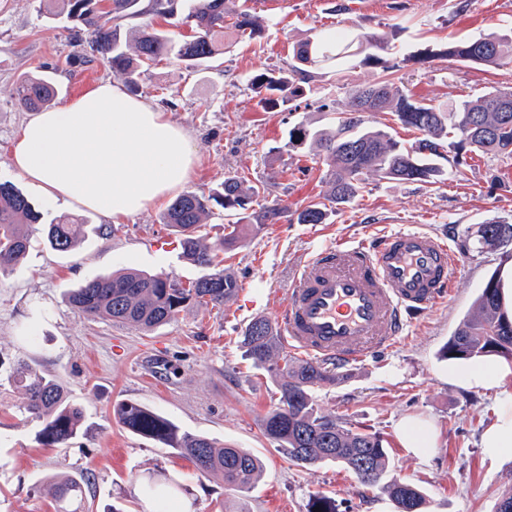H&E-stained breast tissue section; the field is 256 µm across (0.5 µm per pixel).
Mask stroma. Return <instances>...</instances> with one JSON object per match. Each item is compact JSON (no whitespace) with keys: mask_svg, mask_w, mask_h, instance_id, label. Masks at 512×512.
<instances>
[{"mask_svg":"<svg viewBox=\"0 0 512 512\" xmlns=\"http://www.w3.org/2000/svg\"><path fill=\"white\" fill-rule=\"evenodd\" d=\"M263 28L254 39L224 35V54L210 67L187 71L166 59L143 69L137 94L161 106L187 132L198 159L188 191L207 194L239 175L266 184L289 210L324 200L325 166L316 147L289 144L298 124L333 128L347 90L386 77L415 98L447 102L491 86H512V64L497 69L436 60L423 54L448 41L490 33L512 35V0H234ZM375 33L384 39L382 66L352 59L338 67L310 68L304 93L288 110L263 109L250 85L259 70L293 65L296 44L317 33ZM70 25L55 0H0V182L21 190L44 223L66 212L89 224L84 240L60 253L37 244L13 272L0 276V379L19 359L57 376L84 412V429L65 448H43L37 421L22 418L16 398L0 399V512H55L48 481L57 474L84 476L80 512H155L156 490L181 485L169 512H221L225 501L241 512H311L329 497L336 512H396L383 490L362 487L333 463L295 464L268 439L263 417L276 405L275 385L246 359L239 338L255 318L275 320L271 296L285 293L299 260L340 241L424 227L447 238L462 258L445 305L412 324L388 353L337 370L336 381L315 388L318 410L380 433L388 452L387 479L405 480L426 495L428 512H495L512 487V458H487L482 432L498 415L497 389L472 390L456 377L459 361L440 350L460 322L477 311L485 282L512 261V244L490 248L479 227L512 222V156L446 152L450 170L436 183L368 179L357 197L328 205L322 224L287 220L242 234L224 252V271L240 284L223 309L188 307L169 323L144 332L90 318L73 308L69 290L124 268L166 273L190 283L205 273L183 254L162 222L161 200L119 221L49 200L13 168L12 136L31 116L14 95L26 74L50 77L53 104L103 81H115L100 59H86L71 41ZM37 333L39 344L24 337ZM117 400L146 404L170 417L180 431L203 434L257 456L262 473L247 492L221 476L200 474L171 448L141 438L112 414ZM405 426L428 428L425 457L403 446Z\"/></svg>","mask_w":512,"mask_h":512,"instance_id":"stroma-1","label":"stroma"}]
</instances>
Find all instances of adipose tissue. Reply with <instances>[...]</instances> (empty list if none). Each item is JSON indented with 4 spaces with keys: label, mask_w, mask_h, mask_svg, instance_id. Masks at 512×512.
I'll list each match as a JSON object with an SVG mask.
<instances>
[{
    "label": "adipose tissue",
    "mask_w": 512,
    "mask_h": 512,
    "mask_svg": "<svg viewBox=\"0 0 512 512\" xmlns=\"http://www.w3.org/2000/svg\"><path fill=\"white\" fill-rule=\"evenodd\" d=\"M196 154L187 133L150 100L105 82L35 113L16 131L11 162L55 201L116 219L181 192ZM505 364L489 360L466 370L464 383L500 386V410L482 436L484 454L512 453V391L501 383Z\"/></svg>",
    "instance_id": "ef3b65f1"
}]
</instances>
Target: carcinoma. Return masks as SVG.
Returning a JSON list of instances; mask_svg holds the SVG:
<instances>
[{"label":"carcinoma","mask_w":512,"mask_h":512,"mask_svg":"<svg viewBox=\"0 0 512 512\" xmlns=\"http://www.w3.org/2000/svg\"><path fill=\"white\" fill-rule=\"evenodd\" d=\"M66 18L72 22L73 39L88 35L90 54L107 60L112 72L126 83L137 85L140 70L162 58L175 59L194 69L214 59L222 51L217 35L233 28L251 38L260 28L254 15L234 16L225 8L226 0H189L182 23L191 34L162 31L150 24L135 29V54L125 50L118 31L123 21L140 15L174 16L179 0H63ZM233 22H228L229 17ZM376 34H359L345 40L335 33L322 34L298 43L293 49L296 64L279 71L265 70L252 76L251 85L261 105L282 109L303 93L297 76L305 67L322 63L338 64L369 48L380 46ZM456 60L471 65L497 68L512 62V36L485 35L451 42L441 53L427 60ZM55 95L47 78L24 76L16 86L17 103L36 110ZM391 112L402 125L418 131L422 138L411 147L393 139L388 132L365 126L367 115ZM311 139L327 166L328 200L335 204L352 201L369 178L429 183L444 177L435 159L448 145L481 154L512 156V88L490 87L476 96L452 104H433L417 100L382 78L350 90L336 127L329 132H310L303 126L291 129L288 142ZM266 184L250 185L239 177H227L221 190L207 196L186 193L167 208L163 223L174 234L185 256L199 266L212 268L220 263L224 248L237 240L238 228L260 230L273 224L288 207L269 203ZM218 206L224 210L232 231L209 246L199 234L201 217ZM326 205L311 202L289 213L298 224H321ZM40 232L44 244L67 253L87 233L82 218L62 214L49 224L16 187L0 183V275L13 269L32 246L34 233ZM481 243L501 246L512 243V223L493 221L483 225ZM236 281L218 270L184 286L167 274H149L135 269L101 276L72 290L69 303L93 319L134 325L149 332L170 322L188 305L222 306L237 294ZM476 315L465 319L444 346L442 357L470 360L488 355L512 358V318L506 316L499 301L497 276H491L477 299ZM251 366L266 372L276 386L277 406L262 419L264 435L301 466L331 462L351 471L366 488H381L394 502L397 512H424L426 496L416 485L403 481L383 482L388 452L381 435L366 428H354L341 418L318 411L313 390L332 383L334 374L322 364L298 360L286 352L272 323L254 319L240 340ZM20 400L19 412L36 420L40 429L37 443L43 448H61L82 431L84 415L56 377L35 366L20 362L7 379ZM112 412L128 431L160 442L177 452L204 474H219L224 484L239 492L249 490L262 470L261 461L243 448L218 444L212 439L182 433L168 418L135 401H117ZM57 512H71L72 502L83 499L84 481L59 475L50 482Z\"/></svg>","instance_id":"cac0c4a2"}]
</instances>
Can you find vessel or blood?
Instances as JSON below:
<instances>
[{"label": "vessel or blood", "instance_id": "obj_1", "mask_svg": "<svg viewBox=\"0 0 512 512\" xmlns=\"http://www.w3.org/2000/svg\"><path fill=\"white\" fill-rule=\"evenodd\" d=\"M461 265L445 237L421 229L314 251L280 308L284 346L339 369L386 352L446 300Z\"/></svg>", "mask_w": 512, "mask_h": 512}]
</instances>
